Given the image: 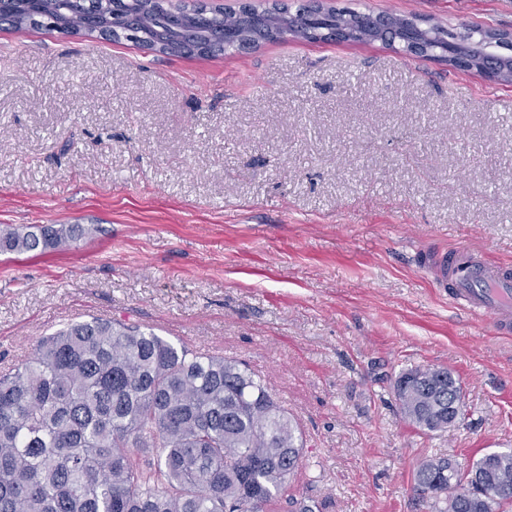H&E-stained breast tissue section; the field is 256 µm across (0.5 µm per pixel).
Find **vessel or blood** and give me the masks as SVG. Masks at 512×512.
Instances as JSON below:
<instances>
[{
  "label": "vessel or blood",
  "instance_id": "b4317fda",
  "mask_svg": "<svg viewBox=\"0 0 512 512\" xmlns=\"http://www.w3.org/2000/svg\"><path fill=\"white\" fill-rule=\"evenodd\" d=\"M417 260L440 287L448 289L453 302L489 318L497 334H512L511 268L489 262L468 247H428L418 252Z\"/></svg>",
  "mask_w": 512,
  "mask_h": 512
}]
</instances>
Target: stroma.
<instances>
[{
    "label": "stroma",
    "mask_w": 512,
    "mask_h": 512,
    "mask_svg": "<svg viewBox=\"0 0 512 512\" xmlns=\"http://www.w3.org/2000/svg\"><path fill=\"white\" fill-rule=\"evenodd\" d=\"M512 32V0H322ZM0 372L90 317L244 362L304 442L286 492L319 512H431L426 457L512 448V335L414 257L512 265V83L380 41L288 35L218 56L0 25ZM448 369L462 421L423 433L393 382ZM14 229L0 235V252L24 253L40 250H56L70 245L79 236L85 234L83 228L60 224L58 227H42L38 232Z\"/></svg>",
    "instance_id": "35a3bbf8"
}]
</instances>
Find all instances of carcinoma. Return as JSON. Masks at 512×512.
I'll use <instances>...</instances> for the list:
<instances>
[{"label":"carcinoma","instance_id":"cac0c4a2","mask_svg":"<svg viewBox=\"0 0 512 512\" xmlns=\"http://www.w3.org/2000/svg\"><path fill=\"white\" fill-rule=\"evenodd\" d=\"M301 31L325 41L349 18L359 32L376 22L362 11L294 13ZM67 20L78 29L142 47L160 36L171 55L224 53L236 21L215 10L188 15L163 0H6L0 22L20 29ZM484 31L429 28L426 54L478 41ZM84 229L61 224L0 235V252L56 250ZM404 416L425 433L448 429L461 388L448 370L411 368L394 382ZM303 439L288 412L244 364L176 345L152 331L92 317L40 338L31 357L0 375V512H313L283 498ZM415 491L436 512H493L512 502V448L466 470L446 458L422 460Z\"/></svg>","mask_w":512,"mask_h":512}]
</instances>
